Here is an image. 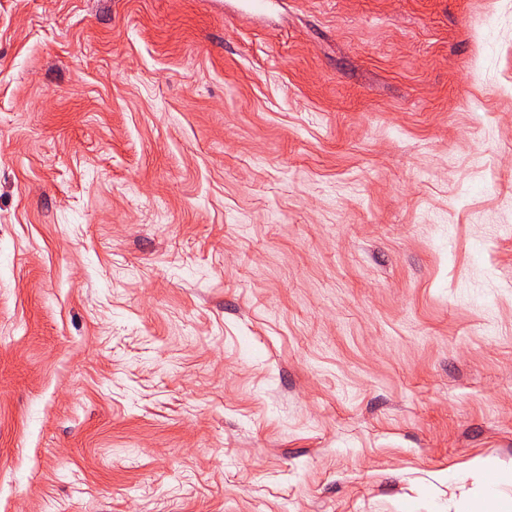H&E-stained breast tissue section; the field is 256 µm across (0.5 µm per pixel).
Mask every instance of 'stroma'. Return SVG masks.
Listing matches in <instances>:
<instances>
[{
	"label": "stroma",
	"mask_w": 512,
	"mask_h": 512,
	"mask_svg": "<svg viewBox=\"0 0 512 512\" xmlns=\"http://www.w3.org/2000/svg\"><path fill=\"white\" fill-rule=\"evenodd\" d=\"M512 496V0H0V512Z\"/></svg>",
	"instance_id": "35a3bbf8"
}]
</instances>
